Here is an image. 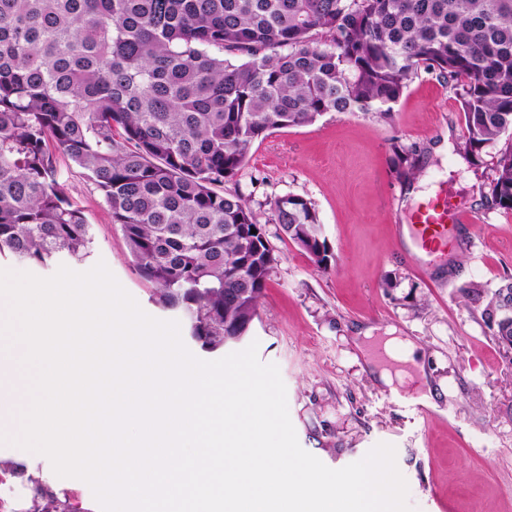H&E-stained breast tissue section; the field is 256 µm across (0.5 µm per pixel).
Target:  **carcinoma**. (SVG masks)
Here are the masks:
<instances>
[{"mask_svg": "<svg viewBox=\"0 0 512 512\" xmlns=\"http://www.w3.org/2000/svg\"><path fill=\"white\" fill-rule=\"evenodd\" d=\"M422 71L457 96V153L490 157L486 199L512 211V0H0V256L91 254L90 224L58 181L61 153L103 194L157 302L191 314L201 349H222L257 315L277 262L224 184L278 129L327 112L391 118ZM393 153L412 185L416 149ZM272 209L327 270L312 202L285 195ZM506 288L482 312L498 343L512 337ZM33 503L68 510L52 492Z\"/></svg>", "mask_w": 512, "mask_h": 512, "instance_id": "obj_1", "label": "carcinoma"}]
</instances>
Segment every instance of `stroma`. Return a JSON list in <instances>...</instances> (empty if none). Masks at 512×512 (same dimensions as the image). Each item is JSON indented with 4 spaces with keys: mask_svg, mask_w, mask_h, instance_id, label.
<instances>
[{
    "mask_svg": "<svg viewBox=\"0 0 512 512\" xmlns=\"http://www.w3.org/2000/svg\"><path fill=\"white\" fill-rule=\"evenodd\" d=\"M462 127L453 92L423 73L391 119L329 112L278 130L255 142L226 185L259 215L277 257L247 338L258 341L261 362L279 368L301 447L339 469L376 444L393 445L412 512H512V363L482 317L495 292L512 282V212L486 201L491 165L474 169L457 154ZM397 141L418 151L421 175L410 188L392 172ZM57 167L92 226V253L80 262L62 254L44 267L0 257V269L49 277L61 265L84 272L102 261L147 314L172 319L137 274L99 191L66 156ZM288 194L314 204L333 254L329 270L273 223L274 200ZM440 196L477 219L449 233L441 264L413 270L396 228ZM365 327L415 344V362L425 364L437 393L430 420L410 401L420 389L414 363L380 359L405 377L390 388L374 383L357 338ZM0 460L23 464L76 512H100L85 482L57 477L41 455L0 445Z\"/></svg>",
    "mask_w": 512,
    "mask_h": 512,
    "instance_id": "35a3bbf8",
    "label": "stroma"
}]
</instances>
